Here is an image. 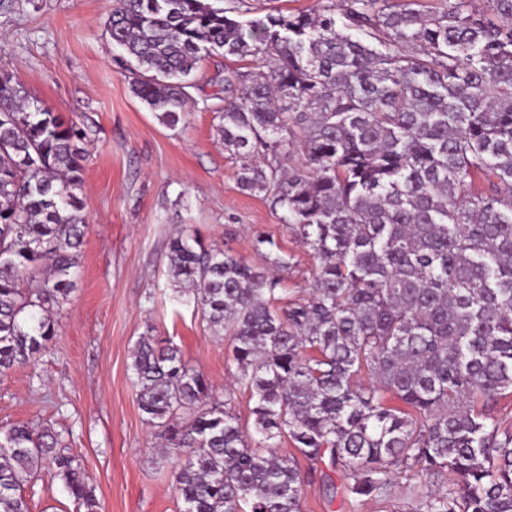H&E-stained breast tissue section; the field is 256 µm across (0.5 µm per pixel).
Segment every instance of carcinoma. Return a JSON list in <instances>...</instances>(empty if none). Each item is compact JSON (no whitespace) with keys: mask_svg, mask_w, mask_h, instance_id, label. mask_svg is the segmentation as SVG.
I'll return each mask as SVG.
<instances>
[{"mask_svg":"<svg viewBox=\"0 0 512 512\" xmlns=\"http://www.w3.org/2000/svg\"><path fill=\"white\" fill-rule=\"evenodd\" d=\"M217 0H113L107 30L133 93L174 127L204 53L224 71L218 132L311 251L306 301L278 306L290 257L258 235L256 267L181 231L178 292L228 339L253 430L204 374L147 331L131 370L145 420L180 462L182 512H302L298 458L346 493L387 500L411 472L440 487L416 512H512V0H344L243 25ZM84 133L0 69V373L38 361L80 268ZM301 154L297 166L290 165ZM371 382H360L361 374ZM289 439L297 455H281ZM59 434L0 429V512H28L44 470L99 502Z\"/></svg>","mask_w":512,"mask_h":512,"instance_id":"1","label":"carcinoma"}]
</instances>
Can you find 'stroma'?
Wrapping results in <instances>:
<instances>
[{"label": "stroma", "instance_id": "1", "mask_svg": "<svg viewBox=\"0 0 512 512\" xmlns=\"http://www.w3.org/2000/svg\"><path fill=\"white\" fill-rule=\"evenodd\" d=\"M317 0H224L231 17L306 11ZM112 0H5L0 5V68L30 96L86 134L81 197L88 219L80 276L54 312L57 333L41 359L0 374V428L51 426L66 454L89 476L100 512H180L176 462L161 459L154 429L138 407L131 351L146 328L170 338L243 425L251 403L236 383L227 339L205 331L191 294H179L167 246L183 230L206 244L263 266L252 240L273 238L291 256L281 271L284 300L312 293L314 260L281 212L240 189L238 161L218 135L224 68L248 61L212 54L193 73L184 121L162 124L113 61L105 22ZM302 512H408L422 489L399 474L388 500L346 496L340 472L310 474ZM29 512H79L61 484L37 477L24 490Z\"/></svg>", "mask_w": 512, "mask_h": 512}]
</instances>
